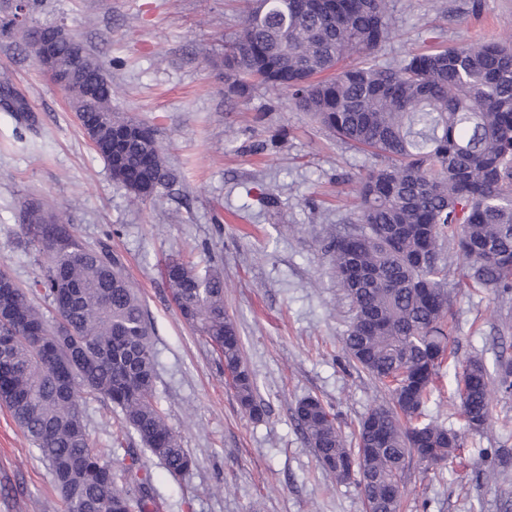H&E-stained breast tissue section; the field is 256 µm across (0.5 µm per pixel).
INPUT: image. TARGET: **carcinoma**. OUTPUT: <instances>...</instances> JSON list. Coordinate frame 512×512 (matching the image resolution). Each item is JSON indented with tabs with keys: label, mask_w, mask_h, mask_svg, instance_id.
I'll return each mask as SVG.
<instances>
[{
	"label": "carcinoma",
	"mask_w": 512,
	"mask_h": 512,
	"mask_svg": "<svg viewBox=\"0 0 512 512\" xmlns=\"http://www.w3.org/2000/svg\"><path fill=\"white\" fill-rule=\"evenodd\" d=\"M310 3L244 0L242 26L224 45L227 96L245 97L255 81L283 89L375 160L358 177V227L332 237L326 252L351 305L345 352L387 389L391 405L361 418L355 448L319 397L300 399L294 417L324 471L359 474L373 512H399L407 459L445 468L464 447L454 426L426 413L456 354L443 330L452 306L447 254L468 261L473 284L512 293V49L464 41L383 65L376 53L390 28L388 0ZM57 55L65 68L84 58L63 91L113 181L143 202L170 189L175 175L154 129L112 110V83L97 59L74 35L59 41ZM0 91L28 115L5 70ZM21 230L48 263L31 288H0V404L38 449L65 512H160L142 454L174 475L195 462L155 397L157 356L142 301L120 260L83 244L41 203L25 202ZM163 275L184 321L218 345L241 407L260 419L223 277L183 260L166 263ZM35 292L54 306L55 323ZM454 378L465 429L492 430L491 386L512 394V358L499 356L492 373L480 359L456 363ZM83 393L110 402L141 443L124 449L119 483L116 451L95 447Z\"/></svg>",
	"instance_id": "1"
}]
</instances>
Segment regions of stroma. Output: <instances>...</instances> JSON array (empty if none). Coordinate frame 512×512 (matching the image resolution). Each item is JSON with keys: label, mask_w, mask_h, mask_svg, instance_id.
<instances>
[{"label": "stroma", "mask_w": 512, "mask_h": 512, "mask_svg": "<svg viewBox=\"0 0 512 512\" xmlns=\"http://www.w3.org/2000/svg\"><path fill=\"white\" fill-rule=\"evenodd\" d=\"M241 0H28L32 24L64 26L112 82L114 110L148 123L178 178L174 194L141 203L116 184L60 89L16 31L0 32V70L30 107L23 122L0 105V268L30 285L46 263L21 242L25 199L42 202L74 235L119 257L143 300L157 354L155 396L194 458L185 476L147 458L161 512H365L356 481L324 472L293 418L314 395L347 442L359 420L391 403L346 356L350 302L324 250L348 230L354 173L368 157L321 130L267 85L227 98L215 67L239 31ZM391 29L377 52L393 64L408 53L489 40L512 46V0H391ZM266 200L250 195L255 181ZM171 258L218 267L224 308L239 328L243 360L265 414L252 419L212 347L183 321L162 274ZM448 328L460 360L493 365L512 357V299L468 285V266L448 262ZM97 447L140 442L118 411L87 398ZM491 432L464 433L465 466L424 476L406 464L400 512H512V395L493 393ZM0 512H64L50 471L0 406Z\"/></svg>", "instance_id": "35a3bbf8"}]
</instances>
